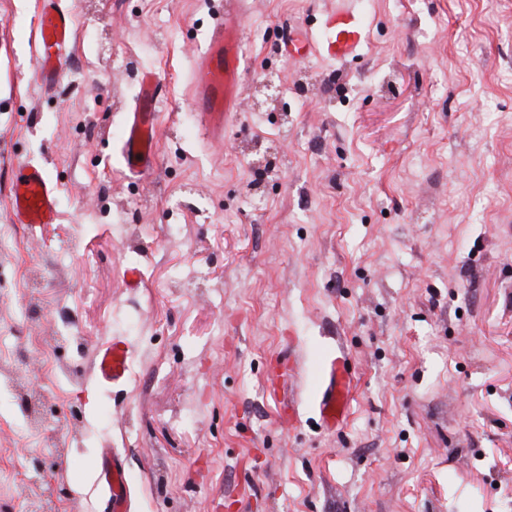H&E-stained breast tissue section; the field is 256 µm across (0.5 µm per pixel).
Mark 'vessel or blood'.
<instances>
[{
	"mask_svg": "<svg viewBox=\"0 0 512 512\" xmlns=\"http://www.w3.org/2000/svg\"><path fill=\"white\" fill-rule=\"evenodd\" d=\"M242 0H227L224 17L212 28L192 71L191 107L210 138L220 140L232 112L242 100L244 31ZM318 35L311 33L291 37L282 48L288 57L300 60L316 57L327 62L345 63L361 57L367 42L370 21L356 0H336L333 9L316 19ZM73 18L59 0H41L38 16L40 50L37 73L43 87H52L60 65L72 43ZM161 88L152 72H144L135 107L129 112L120 136L121 157L126 168L141 174L152 168L156 150L152 133L157 127ZM59 187L43 165L26 163L18 167L13 179L11 208L20 224L40 226L58 220ZM132 355L127 337L115 336L96 348L94 371L104 385L126 381ZM353 390V376L343 356L327 358L321 368L315 406L325 430L341 427L348 415ZM100 487L111 498L112 512H130L128 480L120 455L112 448L100 454Z\"/></svg>",
	"mask_w": 512,
	"mask_h": 512,
	"instance_id": "vessel-or-blood-1",
	"label": "vessel or blood"
}]
</instances>
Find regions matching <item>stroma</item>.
<instances>
[{
    "instance_id": "35a3bbf8",
    "label": "stroma",
    "mask_w": 512,
    "mask_h": 512,
    "mask_svg": "<svg viewBox=\"0 0 512 512\" xmlns=\"http://www.w3.org/2000/svg\"><path fill=\"white\" fill-rule=\"evenodd\" d=\"M38 2L0 0V343L64 340L31 355L45 445L0 394V512L31 488L111 512L102 448L133 512H512V0H361L360 60L271 73L335 0H246L218 146L190 78L224 0H63L50 89ZM144 70L163 103L136 175L118 138ZM25 162L60 189L34 231L10 209ZM113 336L133 357L112 388L92 360ZM287 351L293 422L267 391ZM336 352L356 388L329 433L308 395ZM38 34L40 50L37 73L44 88L52 87L59 75L62 60L72 43L73 18L58 0L40 1ZM98 484L110 495L113 512H130L128 480L120 455L112 448H102Z\"/></svg>"
}]
</instances>
